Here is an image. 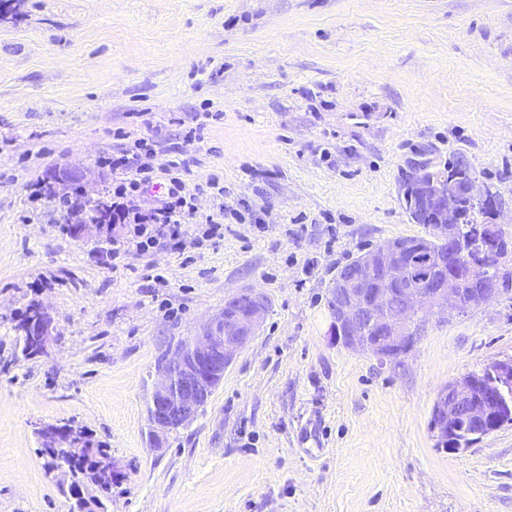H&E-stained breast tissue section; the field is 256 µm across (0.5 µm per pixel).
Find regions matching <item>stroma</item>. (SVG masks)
I'll use <instances>...</instances> for the list:
<instances>
[{"label": "stroma", "mask_w": 512, "mask_h": 512, "mask_svg": "<svg viewBox=\"0 0 512 512\" xmlns=\"http://www.w3.org/2000/svg\"><path fill=\"white\" fill-rule=\"evenodd\" d=\"M181 151L201 248L61 230L34 190L58 168L110 196L101 157ZM467 166L512 236V0H9L0 6V512H71L36 424L110 448L107 512H512V424L454 454L429 428L448 382L512 358V295L428 316L397 361L330 333L338 267L427 236L411 164ZM219 188H212V181ZM166 272V285L152 278ZM268 309L194 421L163 449L159 362L233 295ZM49 307L56 341L20 358ZM26 335L19 334L20 353L24 358L47 353L48 348L56 340V325L49 308L43 303H36L34 311L23 327ZM37 343V350L34 349V341Z\"/></svg>", "instance_id": "1"}]
</instances>
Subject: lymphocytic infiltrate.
Segmentation results:
<instances>
[{
  "label": "lymphocytic infiltrate",
  "mask_w": 512,
  "mask_h": 512,
  "mask_svg": "<svg viewBox=\"0 0 512 512\" xmlns=\"http://www.w3.org/2000/svg\"><path fill=\"white\" fill-rule=\"evenodd\" d=\"M138 150L132 154L103 158L102 164L111 169L112 203L110 206L113 223L123 225L122 239L113 241L112 256L120 258L132 252H146L158 239H189L192 245L200 241L223 237L224 226L212 221L201 235H193L191 221L196 214L195 196L186 192L180 178L188 170L189 159L174 157L167 160L164 171L169 177L170 187L167 199L155 206L137 205L136 199L143 193L152 179L154 167L150 162L154 154L151 143L138 139Z\"/></svg>",
  "instance_id": "1"
}]
</instances>
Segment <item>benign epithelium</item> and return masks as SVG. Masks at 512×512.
<instances>
[{"label": "benign epithelium", "instance_id": "obj_1", "mask_svg": "<svg viewBox=\"0 0 512 512\" xmlns=\"http://www.w3.org/2000/svg\"><path fill=\"white\" fill-rule=\"evenodd\" d=\"M84 181L86 175L77 170L58 169L49 175V182L55 186ZM408 182L417 190L412 201L416 217L434 225L436 239L445 247L436 256L440 274L423 283L413 282L409 256L424 245L411 239H394L340 267L334 281L331 333L345 347L369 352L381 360L400 359L414 348L419 332L410 326L409 316L423 317L428 312L442 317L500 294V289L485 284L488 258L502 255L496 226L487 224L482 228L481 251L464 255L458 248L463 206L477 204L495 214L499 208L496 199L472 177L447 180L434 175L427 166L413 168ZM102 231L112 232V223L96 215L73 225L76 240ZM393 297L400 300L395 311L389 308ZM266 311V297L257 290L230 297L224 311L213 316L158 368V381L149 402L150 435L155 446H161L172 430L194 421L223 380L226 368L260 329ZM23 331L36 341L38 352H48L56 340L49 308L36 304ZM508 386H512V359L488 365L482 381L467 374L442 388L430 422L439 444L457 452L452 430L460 420L472 428L471 441L475 442L498 427V419L511 417V401L505 402L499 415H490L492 408L502 403V388ZM43 444L50 450L92 451V444L76 429L46 426Z\"/></svg>", "mask_w": 512, "mask_h": 512}]
</instances>
